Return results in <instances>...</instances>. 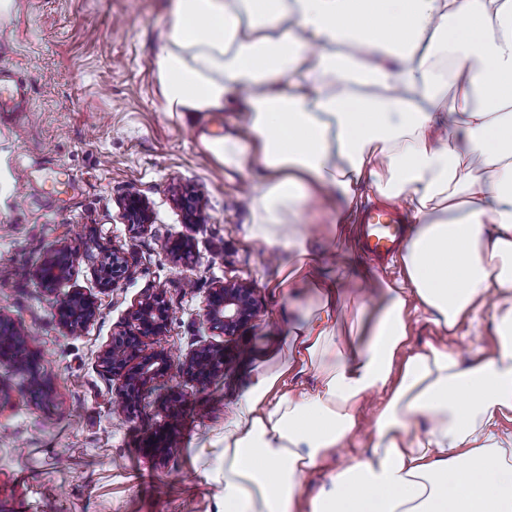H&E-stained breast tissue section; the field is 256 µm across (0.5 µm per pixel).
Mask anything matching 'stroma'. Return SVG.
Wrapping results in <instances>:
<instances>
[{"label":"stroma","mask_w":512,"mask_h":512,"mask_svg":"<svg viewBox=\"0 0 512 512\" xmlns=\"http://www.w3.org/2000/svg\"><path fill=\"white\" fill-rule=\"evenodd\" d=\"M173 20L169 0H12L0 12V61L31 91L30 111L0 112V317L28 331L50 383L35 397L25 370L0 363V512H219L224 423L253 353L285 333L271 315L283 306L273 283L288 257L245 237V178L208 146L235 129V114L182 119L163 109L156 61ZM22 159L31 181L20 177ZM131 191L151 208L147 231L120 219ZM183 238L191 251L170 254ZM115 248L129 271L106 289L100 263ZM50 254L77 258L51 289L33 274ZM226 280L251 284L264 306L232 338L201 317L209 289ZM74 292L96 307L76 335L57 318ZM156 294L169 324L142 348L166 351L172 368L120 414L118 384L98 355ZM410 328L414 346L443 343L465 358L493 346L490 327L448 336L420 311ZM203 342L223 345L224 374L197 384L180 364ZM167 423L177 446L158 460L144 444Z\"/></svg>","instance_id":"stroma-1"}]
</instances>
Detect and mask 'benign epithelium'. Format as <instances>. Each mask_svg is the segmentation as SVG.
<instances>
[{"instance_id":"benign-epithelium-1","label":"benign epithelium","mask_w":512,"mask_h":512,"mask_svg":"<svg viewBox=\"0 0 512 512\" xmlns=\"http://www.w3.org/2000/svg\"><path fill=\"white\" fill-rule=\"evenodd\" d=\"M120 219L141 230L150 225L146 199L137 192L124 198ZM76 257L52 255L41 261L34 275L44 284L55 282L68 275ZM103 285L114 287L127 272L126 257L118 251L101 262ZM262 303L251 285L226 281L210 289L203 308L202 319L208 328L226 337L237 336L241 330L257 319ZM94 302L81 293H74L63 301L58 316L60 325L70 334H76L95 316ZM168 320V306L161 296L148 297L137 305L128 328L118 333L112 344L100 352L103 367L119 381L117 409L125 411L143 393L160 382L170 370L171 360L163 350L145 353L142 340L163 334ZM13 324L0 318V358L17 366L22 365L29 344L15 338ZM185 374L197 381L214 379L224 372V347L203 343L197 346L182 364ZM172 433L150 437L147 442L150 455L164 456L169 447L163 440Z\"/></svg>"}]
</instances>
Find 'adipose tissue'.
<instances>
[{"mask_svg": "<svg viewBox=\"0 0 512 512\" xmlns=\"http://www.w3.org/2000/svg\"><path fill=\"white\" fill-rule=\"evenodd\" d=\"M167 112L233 111L214 151L250 184L247 237L315 289L224 425L220 512H512V0H173ZM407 213L401 279L347 295L360 197ZM333 201L331 231L299 224ZM491 318L490 352L413 347ZM313 372L311 386L287 378ZM385 401L361 419L367 397ZM367 445L346 456L360 426ZM323 476L319 491L302 487ZM411 343L416 347H424L427 343H443L455 348L465 360L477 347L490 350L493 346L491 326H483L478 331H472L469 336L454 337L445 335L429 316L421 311H411L410 315Z\"/></svg>", "mask_w": 512, "mask_h": 512, "instance_id": "obj_1", "label": "adipose tissue"}]
</instances>
